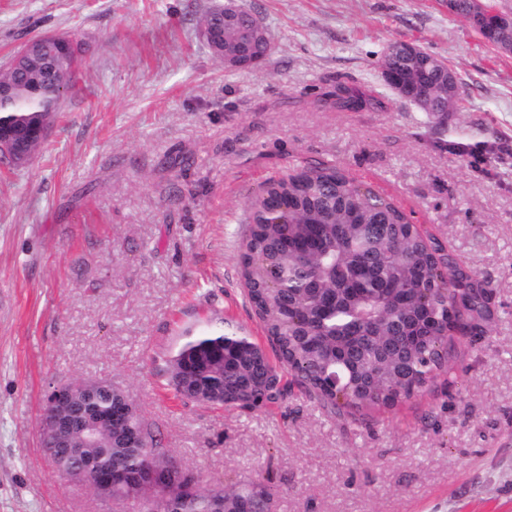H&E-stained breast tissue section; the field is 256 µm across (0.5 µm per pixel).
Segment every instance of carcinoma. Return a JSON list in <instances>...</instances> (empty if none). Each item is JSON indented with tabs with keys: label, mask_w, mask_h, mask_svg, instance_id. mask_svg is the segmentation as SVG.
<instances>
[{
	"label": "carcinoma",
	"mask_w": 512,
	"mask_h": 512,
	"mask_svg": "<svg viewBox=\"0 0 512 512\" xmlns=\"http://www.w3.org/2000/svg\"><path fill=\"white\" fill-rule=\"evenodd\" d=\"M201 29L235 32L220 6L201 17ZM55 46L37 51L0 72V83L18 93L4 117L15 125L49 131L59 98L74 86L79 55L54 65ZM382 66L424 78L432 108L451 107V70L436 55L383 59ZM339 106L363 107L360 93L338 88ZM250 226L241 244V277L277 362L241 329L213 327L190 336L169 360V386L183 400L254 410L285 399L284 377L321 406L355 422L373 411L421 397L448 373L456 341L484 333L481 284L410 222L391 198L341 169L319 163L267 183L250 204ZM77 393L69 404L43 403L41 417L60 420V431H42L44 453L75 448L65 464L79 470L85 459L112 465L124 476L178 458L140 410L112 422L90 440L81 423L110 410L118 396L86 380L61 384ZM173 512H238L247 499L255 512L273 500L261 480L205 482L204 492L184 498L182 483L166 486Z\"/></svg>",
	"instance_id": "obj_1"
}]
</instances>
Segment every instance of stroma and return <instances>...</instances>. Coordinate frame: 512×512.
Masks as SVG:
<instances>
[{"mask_svg": "<svg viewBox=\"0 0 512 512\" xmlns=\"http://www.w3.org/2000/svg\"><path fill=\"white\" fill-rule=\"evenodd\" d=\"M215 0H0V71L32 37L83 45L30 162L0 160V512H107L42 453L50 386H119L205 479L258 477L277 512H512V52L448 0H239L272 53L232 71L200 37ZM395 41L454 70L447 122L399 99ZM344 83L374 98L336 108ZM315 162L389 196L489 291L485 335L423 396L363 422L291 391L242 411L176 399L186 330L266 337L241 287L249 206Z\"/></svg>", "mask_w": 512, "mask_h": 512, "instance_id": "1", "label": "stroma"}]
</instances>
